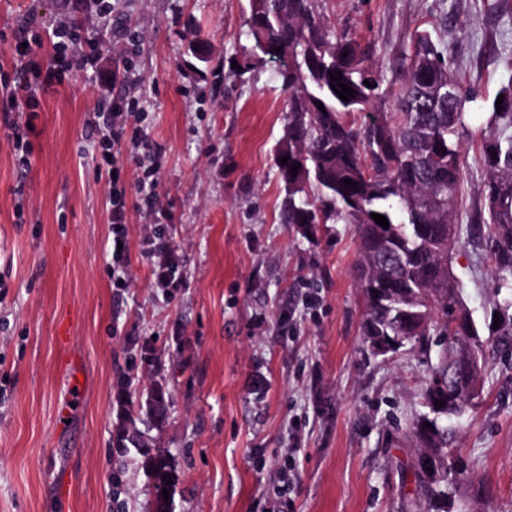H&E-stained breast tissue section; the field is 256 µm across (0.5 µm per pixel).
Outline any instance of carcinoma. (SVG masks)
Here are the masks:
<instances>
[{
  "label": "carcinoma",
  "mask_w": 512,
  "mask_h": 512,
  "mask_svg": "<svg viewBox=\"0 0 512 512\" xmlns=\"http://www.w3.org/2000/svg\"><path fill=\"white\" fill-rule=\"evenodd\" d=\"M247 38L250 45L224 58V77L242 79L266 60L278 64L282 88L288 92L283 136L275 152L277 177L285 197L284 224H348L356 241L355 280L367 299L361 322L363 336H402L404 342L426 347L437 342L438 362L431 378L453 370L467 341L454 339L448 324L458 299L448 300V271L439 259L448 248V228L461 231L458 203L464 182L462 135L466 129L465 104L472 99L455 75L444 38L427 31L410 37L393 111L376 112L382 99L385 75L369 52L348 30H339L321 6V0H248ZM347 56H342V53ZM237 61L241 70L231 67ZM339 71L341 83L355 94L345 102L330 85L329 72ZM370 86H365L364 81ZM502 109L496 101L483 105L487 112L481 162L488 172L484 208L467 231H478L477 246L490 259L495 275L512 277V81L500 88ZM323 108H318L317 103ZM364 120L356 122V113ZM497 157H492V154ZM288 158L281 163V158ZM299 166L297 173L290 172ZM356 183L345 186L343 180ZM383 215L388 228L371 214ZM413 301L427 319L413 334L396 316L398 308ZM498 328L486 340L470 345L482 360L486 351L512 352V297L495 301ZM117 404L123 422L135 425L142 403L125 398L119 389ZM466 402L448 398L445 413L437 418L422 413L412 430L427 420L435 431L429 443L442 456V470L428 482L416 477L418 499L438 512L435 504L448 498L464 474L465 463L453 445L454 431L442 420L461 417ZM116 433V447L130 462L151 447L147 437L135 439ZM157 471L147 474L157 490L175 494V461L156 457ZM171 476L172 484L163 480Z\"/></svg>",
  "instance_id": "cac0c4a2"
}]
</instances>
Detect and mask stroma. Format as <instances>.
I'll list each match as a JSON object with an SVG mask.
<instances>
[{"label":"stroma","instance_id":"obj_1","mask_svg":"<svg viewBox=\"0 0 512 512\" xmlns=\"http://www.w3.org/2000/svg\"><path fill=\"white\" fill-rule=\"evenodd\" d=\"M0 0V84L16 76L10 30L35 21L33 49L55 53L78 28L97 70L69 72L36 109L22 167L0 129V512H153L142 470L120 458L115 396L153 383L163 423L137 427L176 459L173 512H410L417 496L409 432L435 353L406 344L372 356L345 224L302 234L280 221L274 166L287 105L272 63L239 82L200 73L186 40L214 63L247 46V0ZM337 28L371 46L387 83L414 31L445 30L473 93L463 137L464 219L483 205L485 100L512 81V20L500 0H322ZM132 36L124 47L117 33ZM125 70L129 82H112ZM133 116L119 148L127 186L129 285L112 284L108 186L91 160L112 103ZM159 160V231L177 247L181 287H153L149 217L133 155ZM452 269L461 303L487 335L498 281L461 236ZM156 360L146 368L142 355ZM81 393L67 418L58 409ZM467 477L451 512H512V358L484 364L457 422Z\"/></svg>","mask_w":512,"mask_h":512}]
</instances>
